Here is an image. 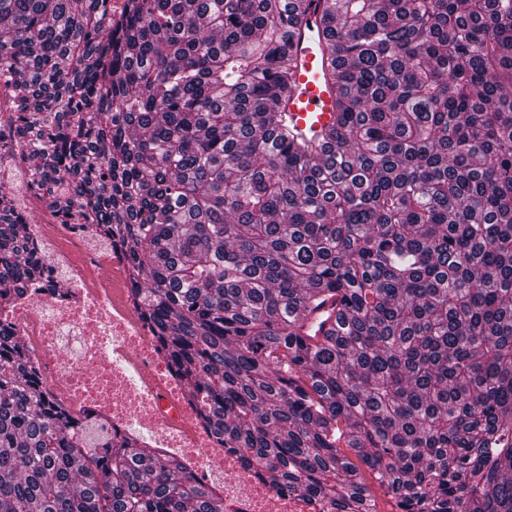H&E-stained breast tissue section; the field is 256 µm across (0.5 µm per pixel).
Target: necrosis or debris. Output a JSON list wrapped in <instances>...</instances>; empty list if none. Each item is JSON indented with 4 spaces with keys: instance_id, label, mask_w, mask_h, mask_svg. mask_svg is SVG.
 Listing matches in <instances>:
<instances>
[{
    "instance_id": "obj_1",
    "label": "necrosis or debris",
    "mask_w": 512,
    "mask_h": 512,
    "mask_svg": "<svg viewBox=\"0 0 512 512\" xmlns=\"http://www.w3.org/2000/svg\"><path fill=\"white\" fill-rule=\"evenodd\" d=\"M14 100L0 80V192L43 245L52 277L24 285L8 320L26 337L43 384L73 412H98L121 434L184 461L224 497V512H328L327 506L274 489L197 419L131 303L124 259L92 227L63 223L46 188L33 184L13 139Z\"/></svg>"
}]
</instances>
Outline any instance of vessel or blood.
Returning <instances> with one entry per match:
<instances>
[{
  "label": "vessel or blood",
  "instance_id": "1",
  "mask_svg": "<svg viewBox=\"0 0 512 512\" xmlns=\"http://www.w3.org/2000/svg\"><path fill=\"white\" fill-rule=\"evenodd\" d=\"M328 0H304L289 34L295 68L288 92L276 103L291 139L304 148H320L322 130L336 119L329 74L332 54L324 35Z\"/></svg>",
  "mask_w": 512,
  "mask_h": 512
}]
</instances>
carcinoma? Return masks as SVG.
<instances>
[{
	"instance_id": "1",
	"label": "carcinoma",
	"mask_w": 512,
	"mask_h": 512,
	"mask_svg": "<svg viewBox=\"0 0 512 512\" xmlns=\"http://www.w3.org/2000/svg\"><path fill=\"white\" fill-rule=\"evenodd\" d=\"M300 7L0 0L22 157L268 483L376 512L363 465L400 512H512V0H331L316 155L275 108ZM39 252L0 217V512H224L43 387L6 324Z\"/></svg>"
}]
</instances>
